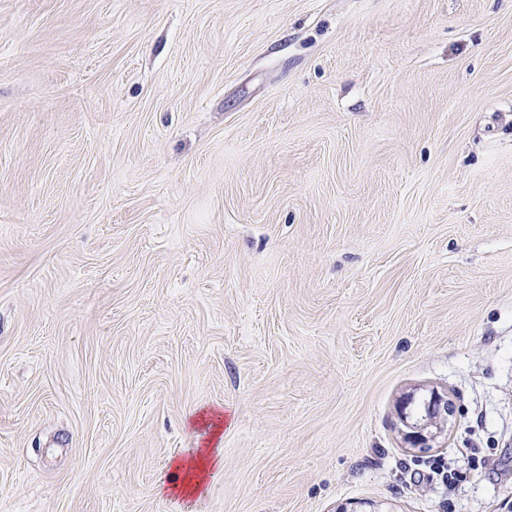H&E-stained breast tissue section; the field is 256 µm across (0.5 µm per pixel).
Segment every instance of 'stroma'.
<instances>
[{"instance_id":"stroma-1","label":"stroma","mask_w":512,"mask_h":512,"mask_svg":"<svg viewBox=\"0 0 512 512\" xmlns=\"http://www.w3.org/2000/svg\"><path fill=\"white\" fill-rule=\"evenodd\" d=\"M365 500L512 503V0H0V512ZM430 418L422 425L405 421L408 431L405 438L414 448H430V443L440 434L443 420L448 418V398L438 392L428 402ZM210 448L206 446L202 450L197 449V454L187 462H178L177 469L185 470V476L181 486H174L181 494L195 495L204 489V482L208 473L213 469H220L222 466V448Z\"/></svg>"}]
</instances>
